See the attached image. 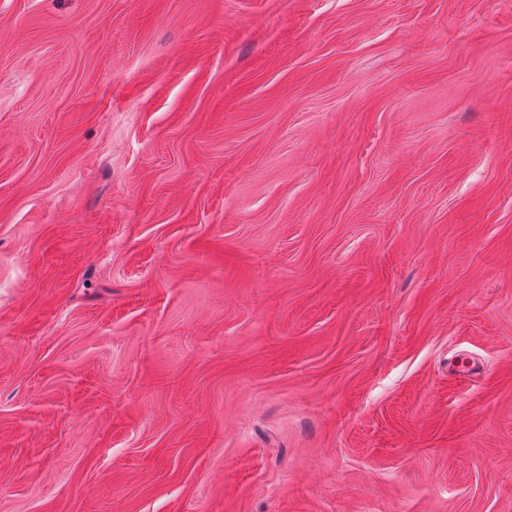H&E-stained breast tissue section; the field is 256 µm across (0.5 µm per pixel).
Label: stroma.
Here are the masks:
<instances>
[{"mask_svg":"<svg viewBox=\"0 0 512 512\" xmlns=\"http://www.w3.org/2000/svg\"><path fill=\"white\" fill-rule=\"evenodd\" d=\"M0 512H512V0H0Z\"/></svg>","mask_w":512,"mask_h":512,"instance_id":"35a3bbf8","label":"stroma"}]
</instances>
